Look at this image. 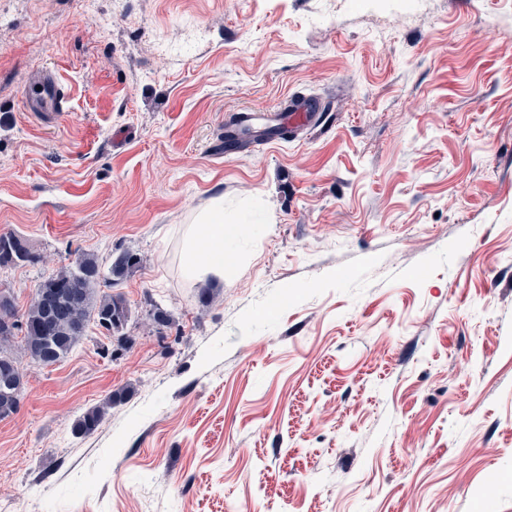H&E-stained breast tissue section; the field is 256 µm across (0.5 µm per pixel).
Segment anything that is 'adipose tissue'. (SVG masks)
Wrapping results in <instances>:
<instances>
[{
	"mask_svg": "<svg viewBox=\"0 0 512 512\" xmlns=\"http://www.w3.org/2000/svg\"><path fill=\"white\" fill-rule=\"evenodd\" d=\"M244 223L227 224L223 208L216 207L202 213L189 237L185 260L190 268H202L205 272L220 275L224 272V239L243 233Z\"/></svg>",
	"mask_w": 512,
	"mask_h": 512,
	"instance_id": "1",
	"label": "adipose tissue"
}]
</instances>
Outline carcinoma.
Listing matches in <instances>:
<instances>
[{"label":"carcinoma","instance_id":"carcinoma-1","mask_svg":"<svg viewBox=\"0 0 512 512\" xmlns=\"http://www.w3.org/2000/svg\"><path fill=\"white\" fill-rule=\"evenodd\" d=\"M14 234H0V267L20 266L34 262L30 253L19 255L4 250L1 243ZM139 254L126 251L104 267L97 256L80 253L67 266L44 278L22 319L8 328H0V419L17 412L24 380L16 361L5 354L18 334H23L22 349L32 362L51 366L65 359L86 336L93 323L112 336L121 332L130 317L126 299L110 288L119 285L141 266ZM149 317L156 329L169 328L174 323L167 310L153 306ZM127 389L111 393L105 407L85 412L73 426L75 434H92L98 427L104 408L123 400Z\"/></svg>","mask_w":512,"mask_h":512}]
</instances>
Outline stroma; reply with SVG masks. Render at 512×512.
Returning a JSON list of instances; mask_svg holds the SVG:
<instances>
[{
  "instance_id": "1",
  "label": "stroma",
  "mask_w": 512,
  "mask_h": 512,
  "mask_svg": "<svg viewBox=\"0 0 512 512\" xmlns=\"http://www.w3.org/2000/svg\"><path fill=\"white\" fill-rule=\"evenodd\" d=\"M297 93L323 126L224 156ZM218 202L249 235L195 277ZM10 232L21 312L78 253L143 262L130 343L19 357L0 512H512V0H0ZM37 86H41V90H37ZM63 101L64 93L60 84L54 76L47 74L29 85L25 107L41 116L52 117L63 111ZM224 224V208L216 207L202 213L194 225L185 252V260L192 269L202 268L206 273L224 275V238L238 237L247 221ZM200 265V266H198Z\"/></svg>"
}]
</instances>
